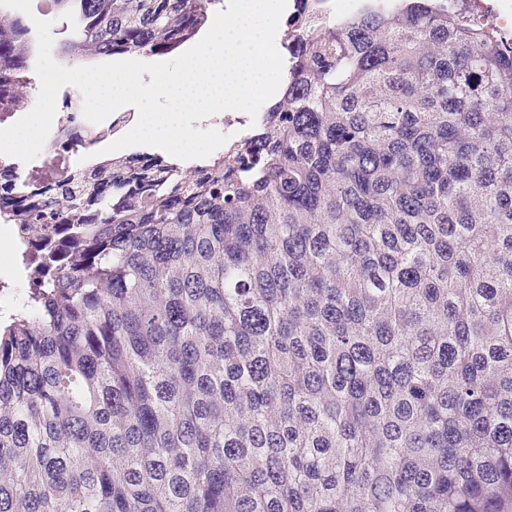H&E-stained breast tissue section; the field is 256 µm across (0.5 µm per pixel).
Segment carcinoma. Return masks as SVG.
<instances>
[{
  "mask_svg": "<svg viewBox=\"0 0 512 512\" xmlns=\"http://www.w3.org/2000/svg\"><path fill=\"white\" fill-rule=\"evenodd\" d=\"M169 55L213 0H56ZM284 48L204 173L0 164L36 267L0 318V512H512V42L362 0ZM30 30L0 17V115ZM218 115V124L221 127L219 131L231 135L229 141L222 146L225 149L244 138L252 120L247 113L239 110H225L218 113Z\"/></svg>",
  "mask_w": 512,
  "mask_h": 512,
  "instance_id": "carcinoma-1",
  "label": "carcinoma"
}]
</instances>
